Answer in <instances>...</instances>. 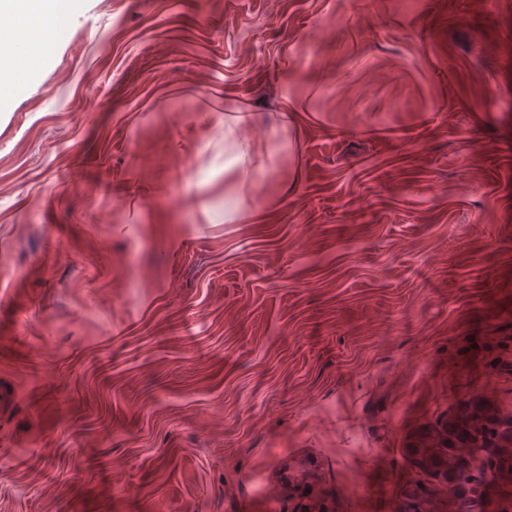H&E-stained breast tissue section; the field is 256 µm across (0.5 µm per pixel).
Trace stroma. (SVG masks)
<instances>
[{
    "mask_svg": "<svg viewBox=\"0 0 512 512\" xmlns=\"http://www.w3.org/2000/svg\"><path fill=\"white\" fill-rule=\"evenodd\" d=\"M30 66L0 512H293L294 459L337 512L447 503L407 449L512 402V0H80Z\"/></svg>",
    "mask_w": 512,
    "mask_h": 512,
    "instance_id": "obj_1",
    "label": "stroma"
}]
</instances>
